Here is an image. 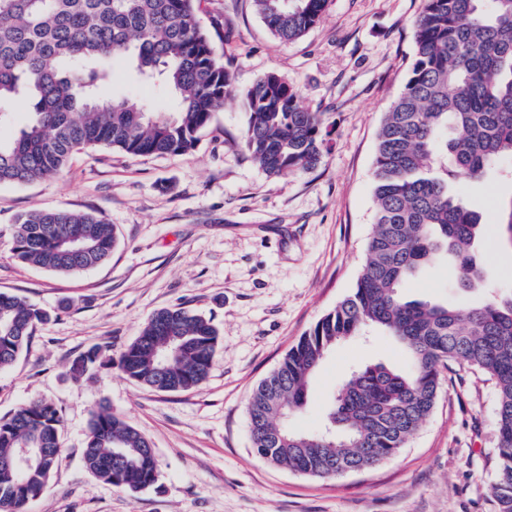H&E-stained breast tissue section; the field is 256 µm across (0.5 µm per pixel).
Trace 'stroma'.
Instances as JSON below:
<instances>
[{"label":"stroma","mask_w":512,"mask_h":512,"mask_svg":"<svg viewBox=\"0 0 512 512\" xmlns=\"http://www.w3.org/2000/svg\"><path fill=\"white\" fill-rule=\"evenodd\" d=\"M423 0H330L301 39H275L251 0H203L198 19L239 88L277 72L300 103L325 112L331 141L311 169L267 176L246 155L241 100H228L195 150L136 157L99 149L75 154L58 176L0 184V293L48 312L13 365L0 371V417L32 400L63 410V451L29 512H497L496 392L467 367L444 371L431 416L393 458L327 479L270 465L253 449L246 401L288 349L355 287L373 223L372 170L385 112L402 93L414 56L413 22ZM113 91L169 111L172 100L127 66ZM488 227L484 267L492 288L512 291V248L497 243L500 206L512 179L468 185ZM103 216L118 245L103 264L57 274L11 253L14 219L28 211ZM447 260L424 267L404 295L466 303ZM184 307L213 319L219 345L198 387L164 393L115 365L154 311ZM105 347L112 365L76 380L71 361ZM402 369L389 336L336 345L291 420L318 429L332 391L361 364ZM108 406L151 442L155 487L131 493L91 474L83 451L91 414Z\"/></svg>","instance_id":"35a3bbf8"}]
</instances>
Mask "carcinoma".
Returning <instances> with one entry per match:
<instances>
[{
  "mask_svg": "<svg viewBox=\"0 0 512 512\" xmlns=\"http://www.w3.org/2000/svg\"><path fill=\"white\" fill-rule=\"evenodd\" d=\"M269 32L302 37L328 0H252ZM201 0H0V126L19 100L31 104L19 134L0 136V184L59 173L72 155L95 148L136 156L185 153L227 99L246 112L242 146L270 177L314 167L332 123L299 102L297 89L269 72L241 90L197 19ZM415 58L404 90L385 112L373 169L374 223L366 262L351 294L324 315L262 379L247 402L252 447L267 462L319 478L373 467L396 456L431 415L442 369L466 364L494 384L499 437L491 494L512 512V294L487 283L479 257L484 223L456 188L496 172L512 156V0H424L413 25ZM171 89V112L130 96H106L116 62ZM112 225L85 211H38L15 220L12 253L57 273L93 268L115 247ZM446 257L473 306L409 300L403 285ZM47 313L0 293V371L10 367ZM385 333L406 350L404 369L360 366L332 397L323 429L300 433L288 416L302 409L312 377L338 342ZM219 333L184 308L156 311L121 355L119 368L160 392L203 383ZM92 346L69 366L75 379L105 364ZM61 407L34 401L0 418V512H28L62 452ZM32 465L7 467L20 448ZM85 468L116 488L155 485L146 436L107 407L90 419Z\"/></svg>",
  "mask_w": 512,
  "mask_h": 512,
  "instance_id": "carcinoma-1",
  "label": "carcinoma"
}]
</instances>
